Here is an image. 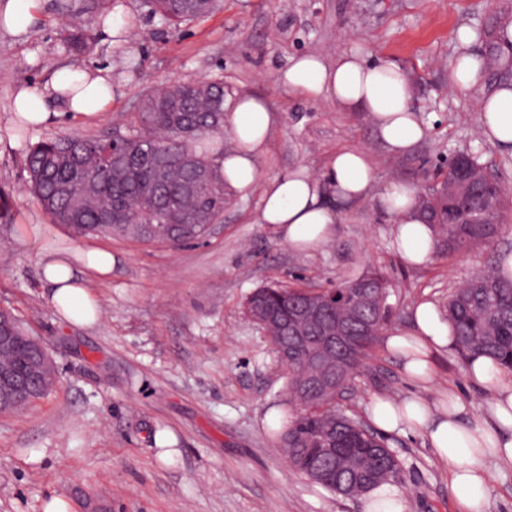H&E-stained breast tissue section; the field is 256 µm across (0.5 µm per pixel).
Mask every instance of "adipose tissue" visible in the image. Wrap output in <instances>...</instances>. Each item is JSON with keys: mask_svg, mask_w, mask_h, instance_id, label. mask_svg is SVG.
Here are the masks:
<instances>
[{"mask_svg": "<svg viewBox=\"0 0 512 512\" xmlns=\"http://www.w3.org/2000/svg\"><path fill=\"white\" fill-rule=\"evenodd\" d=\"M458 40L466 51L456 60L449 87L476 93L484 143L510 152L512 81L487 87L486 60L470 50L478 40L476 33L460 28ZM279 81L288 90L321 98L344 111L366 113L378 139L392 154L409 152L425 136L426 127L413 106L405 69L388 60L369 61L359 47H351L331 61L314 54L295 57L280 73ZM53 99L63 104L70 116L92 118L111 103L112 84L86 70L62 68L53 74L49 91L20 88L13 100L14 115L31 128L47 126L59 117L49 106ZM228 124L233 146L219 162L225 188L239 196L261 189L256 221L267 225L290 249H321L332 240L340 213L372 196L392 223V245L400 257L416 267L431 261L435 235L417 212L416 190L393 182L375 191L374 165L364 149L330 153L317 174L298 168L266 179L258 160L275 125L266 101L249 93L236 96ZM83 271L63 256H48L40 262L48 303L63 320L89 325L95 322L100 305L87 288ZM454 345L450 324L429 301L414 307L409 329L393 332L386 342L413 381L428 380L436 353ZM467 376L476 386L492 392L486 410L473 422L461 421L462 407L455 396L434 408L412 397L394 400L377 396L370 400L366 413L379 431L425 434L446 462L455 493L467 512H483L485 457L512 462V375L479 356L469 359Z\"/></svg>", "mask_w": 512, "mask_h": 512, "instance_id": "obj_1", "label": "adipose tissue"}]
</instances>
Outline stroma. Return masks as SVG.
Masks as SVG:
<instances>
[{"mask_svg":"<svg viewBox=\"0 0 512 512\" xmlns=\"http://www.w3.org/2000/svg\"><path fill=\"white\" fill-rule=\"evenodd\" d=\"M59 2L39 0L30 34L0 30V193L14 213L13 223L0 224V307L43 340L58 369L48 397L0 416V512H43L52 495L72 500L74 512H367V499L315 485L280 454L275 415L290 407L286 372L244 315L246 297L273 281L299 277L329 288L378 270L390 288L387 328L405 329L414 305L445 309L461 282L512 252V233L412 267L391 245L388 217L367 200L341 215L322 249L296 252L256 223L254 191L234 197L221 222L188 246L81 237L51 223L27 191L23 156L58 134L127 133L146 93L220 77L234 93L266 100L276 116L259 159L264 176L300 167L316 173L329 153L359 147L374 160L377 186L403 182L423 192L452 154L482 143L475 97L448 87L456 32L489 34L501 13L512 12V0H223L220 10L177 29L146 15L140 0H121L124 29L116 39L100 21L110 0H75L82 8L76 22L93 36L84 54L68 47ZM356 43L368 59L395 61L410 77L429 129L407 155H389L363 113L288 94L278 81L296 56L333 58ZM132 51L144 60L134 76L121 66ZM64 66L103 71L112 82L110 107L90 121L62 117L18 136L16 89H43ZM75 248L116 259L109 276L89 278L100 302L90 326L64 321L42 297L41 259ZM449 392L468 419L492 398L470 382L456 350L439 352L432 382L421 385L381 344L339 407L363 422L372 396L437 404ZM387 441L405 468L406 512H463L425 436L393 433ZM484 465L485 512H512V464L489 458Z\"/></svg>","mask_w":512,"mask_h":512,"instance_id":"stroma-1","label":"stroma"}]
</instances>
